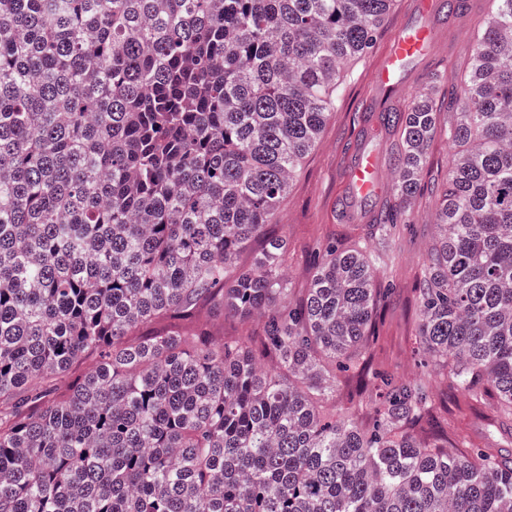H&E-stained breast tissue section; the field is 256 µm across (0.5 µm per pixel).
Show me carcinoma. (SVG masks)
<instances>
[{"label": "carcinoma", "instance_id": "1", "mask_svg": "<svg viewBox=\"0 0 512 512\" xmlns=\"http://www.w3.org/2000/svg\"><path fill=\"white\" fill-rule=\"evenodd\" d=\"M393 2L0 0V512H512V0L448 127L424 91L382 112L394 201L315 251L303 294L285 272L278 208ZM439 136L417 336L491 410L482 447L426 434L427 385L373 361ZM202 308L263 325L217 337ZM331 365L378 397L367 420L336 418Z\"/></svg>", "mask_w": 512, "mask_h": 512}]
</instances>
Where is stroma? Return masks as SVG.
I'll return each instance as SVG.
<instances>
[{"label":"stroma","mask_w":512,"mask_h":512,"mask_svg":"<svg viewBox=\"0 0 512 512\" xmlns=\"http://www.w3.org/2000/svg\"><path fill=\"white\" fill-rule=\"evenodd\" d=\"M415 2L395 0L374 48L345 68L342 74L344 93L278 210L276 221L296 254L295 260L288 264L294 287L307 285L308 272L302 255L327 236L352 232L351 225L339 214V204L346 192V161L351 156V148L367 144L375 149L384 183L380 197L384 200L392 197L389 157L396 148L398 136L384 128L375 138H368L362 131L359 115L375 118L383 107L404 108L413 96L430 86L432 77L464 71L477 25L487 18L491 4V0H470L468 16L452 20L436 18L432 51L411 62L394 86L381 90L373 81V73L392 38L400 29L426 21ZM449 159L447 141L436 139L428 150L423 171L425 191L408 206L407 215L390 245L389 271L394 293L383 311L374 359L398 377L424 379L436 401L447 405L474 442L481 445L491 436V413L486 409H469L458 401L441 382L437 371L426 366V357L415 339L413 290L422 276L427 253L437 238L433 222L436 196L432 189L446 181Z\"/></svg>","instance_id":"stroma-1"}]
</instances>
